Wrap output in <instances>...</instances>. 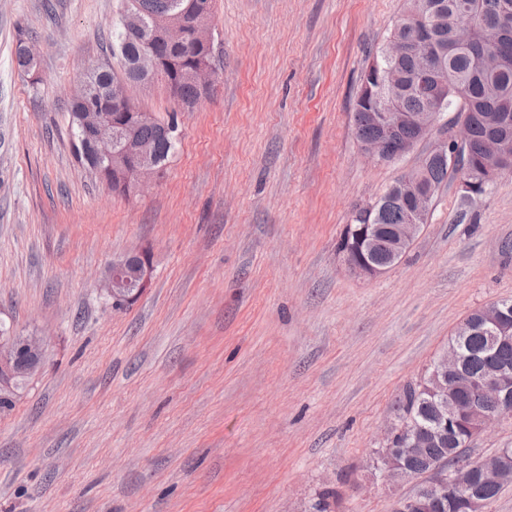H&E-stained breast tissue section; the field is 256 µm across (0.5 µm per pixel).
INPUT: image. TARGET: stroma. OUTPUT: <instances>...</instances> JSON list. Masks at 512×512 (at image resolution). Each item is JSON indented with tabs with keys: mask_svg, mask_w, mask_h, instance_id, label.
Here are the masks:
<instances>
[{
	"mask_svg": "<svg viewBox=\"0 0 512 512\" xmlns=\"http://www.w3.org/2000/svg\"><path fill=\"white\" fill-rule=\"evenodd\" d=\"M405 0H215L219 78L179 115L145 196L77 164L70 93L110 58L117 0H0V319L46 360L0 412V512H393L375 448L471 311L512 300V172L432 200L398 264L363 280L337 244L433 146L360 155L361 74ZM31 39L39 80L15 61ZM149 248L147 291L97 279Z\"/></svg>",
	"mask_w": 512,
	"mask_h": 512,
	"instance_id": "35a3bbf8",
	"label": "stroma"
}]
</instances>
